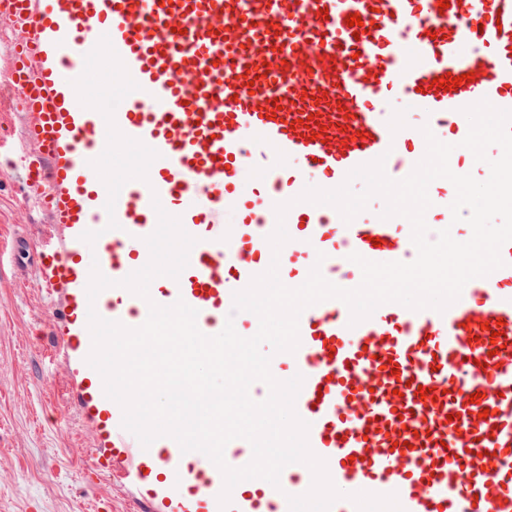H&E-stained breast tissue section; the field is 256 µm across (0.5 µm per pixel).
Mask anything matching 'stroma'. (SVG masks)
Returning <instances> with one entry per match:
<instances>
[{"instance_id":"35a3bbf8","label":"stroma","mask_w":512,"mask_h":512,"mask_svg":"<svg viewBox=\"0 0 512 512\" xmlns=\"http://www.w3.org/2000/svg\"><path fill=\"white\" fill-rule=\"evenodd\" d=\"M95 108L108 112L129 98L112 83L110 66L98 61L87 86ZM35 144L28 137L26 113L0 95V155L14 160L0 168V512H139L140 505L119 480L83 481L97 446V433L72 399L68 367L52 350L53 306L37 271L38 243L56 228L50 216L28 207L34 187L23 164ZM92 170L115 182H129L142 171V156L120 143L93 155Z\"/></svg>"}]
</instances>
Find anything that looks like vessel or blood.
<instances>
[{
  "label": "vessel or blood",
  "instance_id": "1",
  "mask_svg": "<svg viewBox=\"0 0 512 512\" xmlns=\"http://www.w3.org/2000/svg\"><path fill=\"white\" fill-rule=\"evenodd\" d=\"M439 2L0 0L24 31L12 76L37 146L26 172L56 228L37 252L55 303L56 355L70 366L73 398L99 440L86 482L118 474L143 512H289V496L310 488L309 468L293 463L278 485L238 483L224 509L222 474L204 454L183 457L169 437L142 448L86 362L88 311L136 328L149 303L181 299L213 336L222 315L257 324L234 312L233 294L272 259L287 265V287L316 266L344 289L362 280L351 253L413 261L406 219L347 224L334 208L298 196L310 184L337 188L379 157L388 177L405 178L426 152L424 125L452 145L454 173L488 177L462 145V109L484 98L512 109V0ZM355 13L356 30L346 23ZM102 60L132 94L122 107L90 112L76 93ZM447 74L461 77L459 88H438ZM398 98L408 111H391ZM115 141L146 151L145 179L87 176V158ZM431 188L426 223L435 234L452 221L455 188L445 179ZM285 201L289 240L276 254L268 237L274 206ZM160 206L177 207L196 243L179 278L144 299L118 282L146 265L144 239ZM227 213L237 223H223ZM90 244L93 266L84 257ZM500 255L503 267L469 281L442 313L390 302L354 325L347 305L329 299L301 314L300 345L283 360L289 375L304 378L295 410L309 425V445L344 493L331 512H356L348 496L358 491L396 494L404 512H512V241ZM95 267L114 287L92 301ZM421 387L431 398L418 396ZM248 446L229 442L226 463L248 464Z\"/></svg>",
  "mask_w": 512,
  "mask_h": 512
}]
</instances>
